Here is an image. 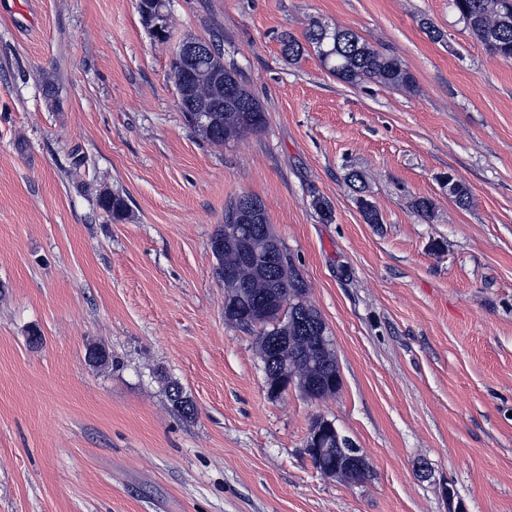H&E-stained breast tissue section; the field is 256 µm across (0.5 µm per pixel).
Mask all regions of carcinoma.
<instances>
[{"label": "carcinoma", "mask_w": 512, "mask_h": 512, "mask_svg": "<svg viewBox=\"0 0 512 512\" xmlns=\"http://www.w3.org/2000/svg\"><path fill=\"white\" fill-rule=\"evenodd\" d=\"M451 2L471 36L482 42L493 55L506 62L512 61V0ZM305 39L315 45L321 60L331 65L336 77L346 84L357 86L363 82H373L395 89L414 86L411 71L398 56L381 52L352 29L337 28L331 31L314 24L308 28ZM281 43L282 53L290 61L297 60L304 50L302 43L289 33L281 36ZM200 44L203 50L200 58L177 56L172 62L174 78L182 81L187 88V93L179 99L186 123L215 145L263 130L267 123L266 114L246 88L239 67L233 62H224V49L219 37L215 35L207 41H200ZM202 67L224 72V84L198 80L196 75ZM211 108L214 112L210 113L206 122L200 123L194 119L195 115ZM447 179L448 196L459 208H467L471 202L468 186L451 174L447 175ZM348 180L358 193L356 203L364 221L368 224L381 223L379 212L365 197V186L360 184L362 175L354 171L349 174ZM98 205L114 221L124 220L128 213L126 200L110 191L99 194ZM228 210L238 211L240 226L251 230L249 240L256 245L267 240L278 241L274 232L264 233L270 223L259 198L242 195L231 202ZM213 256L217 279L224 281V268L231 267L236 272L239 285L243 287L239 305L226 315L227 322L255 332L259 341L269 336H307L313 319L320 326H325L319 313L304 300L307 285L291 258H286L278 269L272 271L264 265L263 252L260 250L246 258L239 249L223 248ZM269 294L278 298L292 295L301 297L306 316L299 321L290 317L277 329L256 323L255 308ZM294 349L293 345L281 349V356L291 362L292 372L310 377L319 375L324 387L322 396L331 394L328 385L331 379L339 376L337 363L320 365L317 356H300ZM166 391L169 400L183 417L195 415V405L178 383L166 382Z\"/></svg>", "instance_id": "obj_1"}]
</instances>
